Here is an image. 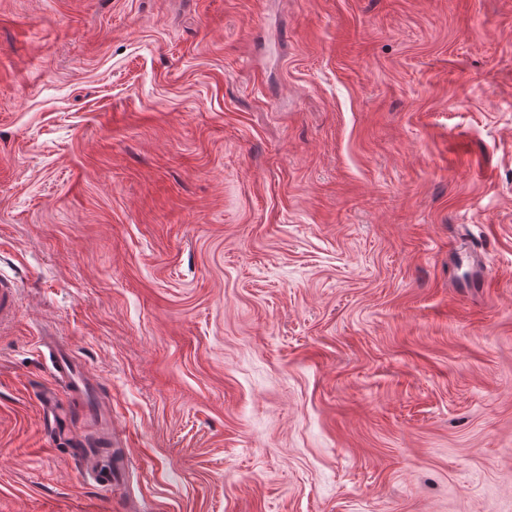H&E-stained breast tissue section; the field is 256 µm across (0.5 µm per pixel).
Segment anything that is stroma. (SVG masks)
<instances>
[{"instance_id":"1","label":"stroma","mask_w":512,"mask_h":512,"mask_svg":"<svg viewBox=\"0 0 512 512\" xmlns=\"http://www.w3.org/2000/svg\"><path fill=\"white\" fill-rule=\"evenodd\" d=\"M2 276L0 512H512V0H0ZM52 373L62 381L67 391L87 393L88 379L79 374L77 362L71 353L61 348L57 349L55 361L52 363ZM71 450L70 456L79 463L81 470L85 473L94 474V479L98 480V478H103L106 480H111L115 478L116 475L120 474L123 469V461L116 459L114 463L112 462V466L109 472L106 474H101L98 471L99 460L96 456L87 452L86 448H69Z\"/></svg>"}]
</instances>
